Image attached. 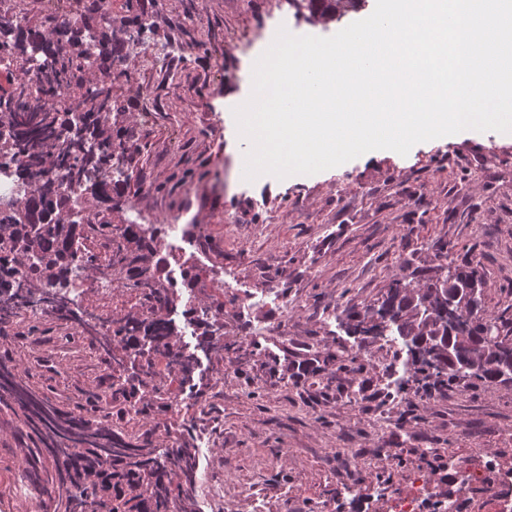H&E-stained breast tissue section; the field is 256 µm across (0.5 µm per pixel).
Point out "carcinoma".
<instances>
[{
    "label": "carcinoma",
    "instance_id": "carcinoma-1",
    "mask_svg": "<svg viewBox=\"0 0 512 512\" xmlns=\"http://www.w3.org/2000/svg\"><path fill=\"white\" fill-rule=\"evenodd\" d=\"M84 17V26L62 42L52 30L38 26L12 27L0 23V60L24 59L36 66L42 95L33 105L17 109L12 99H0V127L11 134L0 139V166L18 164L17 178L33 191L23 210H0V325L16 316L19 301L35 299L44 312L71 323L97 351L124 364L127 353L148 337L154 351L188 381L195 370L194 354L180 345L169 313L173 296L143 281L153 299L151 318L128 314L91 324L86 312L69 296V270L97 269V258L83 248L76 227L90 224L105 235L112 223L100 217V204L112 200V187L99 175L120 160L121 132H112V93L101 87L102 70H112L120 41L140 38L145 27L129 18L116 31L112 16H103L99 0H69ZM307 11L306 19L324 26L366 0H289ZM75 183L91 191L82 200L65 195L63 185ZM29 253L36 259L30 277L9 289L5 277L12 258ZM482 277L474 266H448V276L416 288L396 279L385 300L373 310L386 340L401 341L410 358L409 370L443 384L460 377L504 382L512 373V354L498 348L503 336L500 317L478 313ZM459 294L468 318L456 324L448 319V296ZM202 348L224 356L229 346L211 329ZM150 374L142 369L121 375L122 392L132 403L144 397ZM0 402L24 413L21 433L34 447L27 449L20 468L29 482L44 493L45 512H84L85 501L94 512H200L196 507L195 449L178 440L158 448L145 433L117 429L112 412L95 395L87 407L63 411L45 392L20 374L11 360L0 359Z\"/></svg>",
    "mask_w": 512,
    "mask_h": 512
}]
</instances>
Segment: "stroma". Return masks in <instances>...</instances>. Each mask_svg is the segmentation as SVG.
<instances>
[{"label": "stroma", "instance_id": "1", "mask_svg": "<svg viewBox=\"0 0 512 512\" xmlns=\"http://www.w3.org/2000/svg\"><path fill=\"white\" fill-rule=\"evenodd\" d=\"M132 10L148 28L123 48L132 77L112 82L126 174L103 212L113 226L158 231L180 218L191 244L171 257L189 273L178 310L224 301L233 352L217 358L184 336L197 356L184 412L155 402L138 423L158 444L200 449V471L224 492L202 512H386L384 495L407 491L413 472H427L430 500L444 501L460 462L512 465V384L457 379L419 399L416 382L395 389L398 346L345 333L393 280L420 287L468 263L481 273L482 313L501 316L512 337V138L458 133L404 156L384 150L307 177L244 181L233 109L251 94L261 36L279 21L319 37L344 23L310 24L288 0H166L162 9L112 0L114 23ZM189 16L199 24L186 25ZM147 46L163 58L144 69ZM229 282L278 297L287 313L262 303L239 313ZM139 301L121 270L111 293L86 291L82 303L119 318ZM4 353L68 410L116 371L111 356L48 320L32 336L0 330ZM20 418L0 406V512H30L8 481L30 445Z\"/></svg>", "mask_w": 512, "mask_h": 512}]
</instances>
